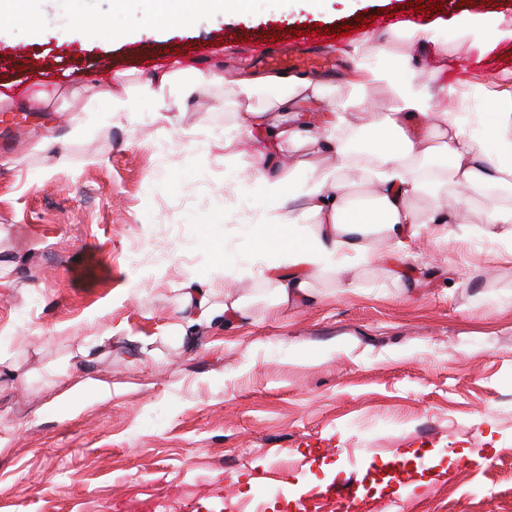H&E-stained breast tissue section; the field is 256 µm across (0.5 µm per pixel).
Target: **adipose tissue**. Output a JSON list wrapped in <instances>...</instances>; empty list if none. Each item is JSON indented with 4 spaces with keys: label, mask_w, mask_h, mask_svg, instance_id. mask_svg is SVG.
<instances>
[{
    "label": "adipose tissue",
    "mask_w": 512,
    "mask_h": 512,
    "mask_svg": "<svg viewBox=\"0 0 512 512\" xmlns=\"http://www.w3.org/2000/svg\"><path fill=\"white\" fill-rule=\"evenodd\" d=\"M458 31L459 49L484 54L502 41H512V19L488 20L461 16L451 21ZM407 40L432 50L440 65L448 63V42L442 21L390 27L380 37L378 50L390 53L395 41ZM351 56L365 75L366 84L387 86L391 91L389 111L370 114L365 123H352L360 106V89L336 97L329 86L300 75H274L242 80L224 86L225 96L245 102L235 130L241 134L260 131L275 154L280 168L257 170L261 229L276 227L274 236L261 237L267 256V280L273 288L272 302L296 309L310 304L313 293L308 275L318 269L341 270L350 260L372 263L374 254L362 240L383 233L408 247L423 231L436 238L447 236L453 208L467 192L512 189V113L494 108L482 113L481 130L493 139L495 153L483 155L476 138L468 134L469 117L463 110H449L456 86L432 88L431 80L412 57H402L398 67L369 65L359 50ZM325 105L315 131H306L304 103ZM284 111L283 123H269L267 110ZM333 149L335 163L323 166L315 156ZM358 182H351L350 174ZM361 184L368 201L353 200L354 184ZM426 195L434 206L419 215L411 199ZM300 196L306 208L289 211L288 202ZM182 310L179 320L168 326L169 335L190 339L197 324L214 318L232 323L253 316L254 308L239 299L216 303L211 287L187 278L178 290Z\"/></svg>",
    "instance_id": "ef3b65f1"
}]
</instances>
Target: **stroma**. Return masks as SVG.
<instances>
[{"label":"stroma","mask_w":512,"mask_h":512,"mask_svg":"<svg viewBox=\"0 0 512 512\" xmlns=\"http://www.w3.org/2000/svg\"><path fill=\"white\" fill-rule=\"evenodd\" d=\"M413 2L288 14L251 0L236 15L164 0L145 19L137 0H40L43 36H0V512H225L229 493L291 512L285 485L323 502L354 465L372 512H512V248L480 234L481 194L449 238L404 249L376 235L379 263L312 273L308 306L197 327L188 347L165 333L188 277L219 301L267 291L243 175L268 148L218 149L244 109L225 82L265 76L250 56L316 28L317 63L300 73L346 94L341 47L383 62L379 26L362 22L409 20ZM65 11L108 29L52 37ZM190 55L217 82L158 119L139 88ZM459 79L474 117L512 108V43L436 82ZM121 321L115 349L78 356ZM476 441L480 469L465 465ZM395 454L410 480H392Z\"/></svg>","instance_id":"obj_1"}]
</instances>
